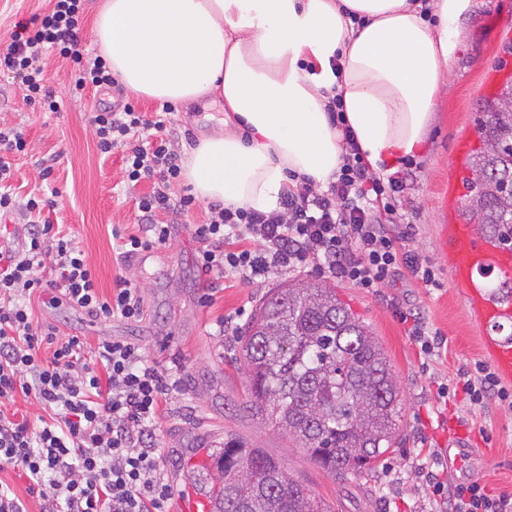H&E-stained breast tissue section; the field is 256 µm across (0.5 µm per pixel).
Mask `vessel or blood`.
Masks as SVG:
<instances>
[{"label":"vessel or blood","mask_w":512,"mask_h":512,"mask_svg":"<svg viewBox=\"0 0 512 512\" xmlns=\"http://www.w3.org/2000/svg\"><path fill=\"white\" fill-rule=\"evenodd\" d=\"M452 256L451 276L462 288L467 308L483 326V351L498 377L512 381V336L502 325L512 320V249H506L480 233L473 224L448 227ZM498 279V287H488L483 272Z\"/></svg>","instance_id":"b4317fda"}]
</instances>
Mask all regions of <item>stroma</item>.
<instances>
[{
    "label": "stroma",
    "mask_w": 512,
    "mask_h": 512,
    "mask_svg": "<svg viewBox=\"0 0 512 512\" xmlns=\"http://www.w3.org/2000/svg\"><path fill=\"white\" fill-rule=\"evenodd\" d=\"M459 48L450 62V88L437 100L424 150L414 156L416 168L398 206L402 223L412 225L407 248L433 267L437 283L428 286L406 278L375 292L336 282L352 310L383 344L400 390V436L370 471L343 477L315 465L302 449L291 447L259 415L246 409L249 382L240 353L241 332L263 297L293 279L316 280L309 268L271 274L252 283L227 274L222 290L204 304L208 282L197 268L198 243L193 227L207 222L208 202L174 225L170 246L156 250L153 263L137 267L124 261L112 238L113 228L136 230L137 201L150 184H128L120 154L105 157L95 147L87 114L96 104L134 102L154 113L159 102L136 96L125 87L68 94L69 69L47 57L48 86L61 108L42 112L25 103L18 80L0 76V121L23 129L28 155L17 158L12 189L18 198L39 191L54 196L55 223L64 225L86 255L103 293L117 275L142 292L145 316L139 322L98 320L82 311L35 303L36 315L62 332L85 338L88 347L121 339L138 345L147 359L176 373L181 383L168 397L155 426L165 479L174 497L184 486L206 491L212 468L190 464L196 452L212 453L225 440L239 438L269 449L289 474L324 500L332 512H436L421 476L422 467L457 484L476 481L490 493L512 495V406H469L463 394L441 396L440 386L454 384L462 366L483 360L482 327L468 312L461 288L451 276L442 247L445 225L459 222V204L449 192L464 196L466 170L454 168L460 146L475 140L479 101L500 82L512 78V0H474L471 15L459 26ZM224 117L223 102L208 106L177 104L172 119L190 137L179 149L212 131ZM50 176H43V169ZM422 315L431 331L445 340L427 354L400 321L399 311ZM473 434L468 453L453 449L457 429Z\"/></svg>",
    "instance_id": "1"
}]
</instances>
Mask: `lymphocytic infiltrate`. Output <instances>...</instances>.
Returning a JSON list of instances; mask_svg holds the SVG:
<instances>
[{"label": "lymphocytic infiltrate", "mask_w": 512, "mask_h": 512, "mask_svg": "<svg viewBox=\"0 0 512 512\" xmlns=\"http://www.w3.org/2000/svg\"><path fill=\"white\" fill-rule=\"evenodd\" d=\"M50 2L48 11L18 24L0 51V74L18 79L24 101L45 112L59 109L45 80L46 54L68 62L71 97L117 84L103 56L79 49L84 0ZM172 112L166 103L150 117L128 102L88 115L98 152H121L128 181L152 185L137 203V233H112L126 259L166 247L174 220L196 206L192 194L174 190L182 157ZM343 149V164L325 190L296 177L268 213L211 205L209 221L194 227L197 267L210 288H219L229 272L251 279L309 264L365 289L407 274L434 283L431 266L401 245L409 231L396 222L395 200L407 187L405 177L373 175L353 136H345ZM27 152L24 132L0 123V218L18 210L24 216L0 241V471H22L43 512H167L170 487L153 442L154 422L180 380L124 340L102 341L86 356L80 336L60 334L35 315L33 301L45 296L104 320L135 322L144 308L125 277H117L110 295L100 293L83 251L54 225L52 201L38 194L16 200L13 161ZM457 385L474 406L512 398L484 365L460 372ZM20 394L35 398L43 416L12 411ZM428 485L448 512H512V496L491 494L477 482L448 486L432 472Z\"/></svg>", "instance_id": "lymphocytic-infiltrate-1"}]
</instances>
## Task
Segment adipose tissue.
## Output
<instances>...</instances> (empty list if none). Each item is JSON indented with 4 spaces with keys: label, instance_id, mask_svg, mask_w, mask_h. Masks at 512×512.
I'll return each mask as SVG.
<instances>
[{
    "label": "adipose tissue",
    "instance_id": "1",
    "mask_svg": "<svg viewBox=\"0 0 512 512\" xmlns=\"http://www.w3.org/2000/svg\"><path fill=\"white\" fill-rule=\"evenodd\" d=\"M472 0H103L101 53L130 91L160 102L219 95L222 127L186 152L195 197L262 212L291 176L326 186L343 132L376 174L424 145L447 93ZM343 126L325 110L329 92Z\"/></svg>",
    "mask_w": 512,
    "mask_h": 512
}]
</instances>
